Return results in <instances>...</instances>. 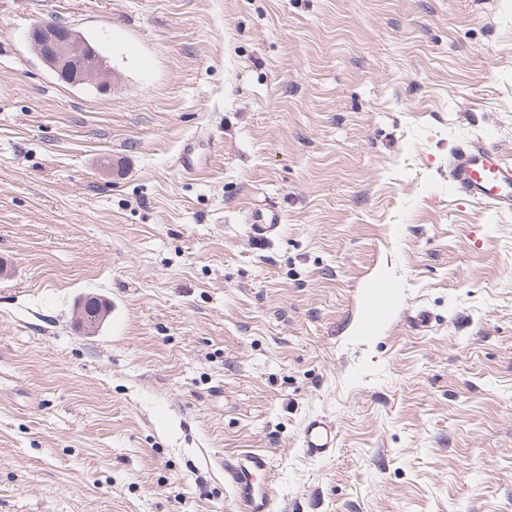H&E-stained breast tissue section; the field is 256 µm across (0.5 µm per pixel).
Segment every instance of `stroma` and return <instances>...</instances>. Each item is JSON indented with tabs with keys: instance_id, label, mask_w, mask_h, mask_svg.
<instances>
[{
	"instance_id": "obj_1",
	"label": "stroma",
	"mask_w": 512,
	"mask_h": 512,
	"mask_svg": "<svg viewBox=\"0 0 512 512\" xmlns=\"http://www.w3.org/2000/svg\"><path fill=\"white\" fill-rule=\"evenodd\" d=\"M40 21L112 87L60 82ZM474 140L512 162V0H0V512H237L244 449L271 512H512V212L453 192ZM28 38L36 55L63 83L72 87L112 86L115 73L80 31L45 21L34 24ZM251 221L254 236L267 239L278 230L281 216L274 208L257 207L251 213ZM336 426L322 417L309 420L301 435V446L305 455L321 458L336 447ZM270 467L266 456L242 451L224 460V482L229 484L238 512H267L272 502V486L267 481Z\"/></svg>"
}]
</instances>
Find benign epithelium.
I'll use <instances>...</instances> for the list:
<instances>
[{
	"mask_svg": "<svg viewBox=\"0 0 512 512\" xmlns=\"http://www.w3.org/2000/svg\"><path fill=\"white\" fill-rule=\"evenodd\" d=\"M29 42L40 60L63 83L72 87L112 85L115 73L106 59L73 27L54 21L37 23L30 29ZM76 316L86 331L93 333L104 323L107 314L98 305L80 307Z\"/></svg>",
	"mask_w": 512,
	"mask_h": 512,
	"instance_id": "obj_1",
	"label": "benign epithelium"
}]
</instances>
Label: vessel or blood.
Returning a JSON list of instances; mask_svg holds the SVG:
<instances>
[{"instance_id": "obj_1", "label": "vessel or blood", "mask_w": 512, "mask_h": 512, "mask_svg": "<svg viewBox=\"0 0 512 512\" xmlns=\"http://www.w3.org/2000/svg\"><path fill=\"white\" fill-rule=\"evenodd\" d=\"M448 180L456 194L501 212L512 211V164L505 163L498 149L482 142L458 145L448 157ZM252 232L265 239L279 228L281 216L272 208L258 207L251 213ZM336 426L321 417L309 420L301 435L305 455L320 458L336 446ZM266 456L242 451L224 460V480L237 501L239 512H268L272 487Z\"/></svg>"}]
</instances>
